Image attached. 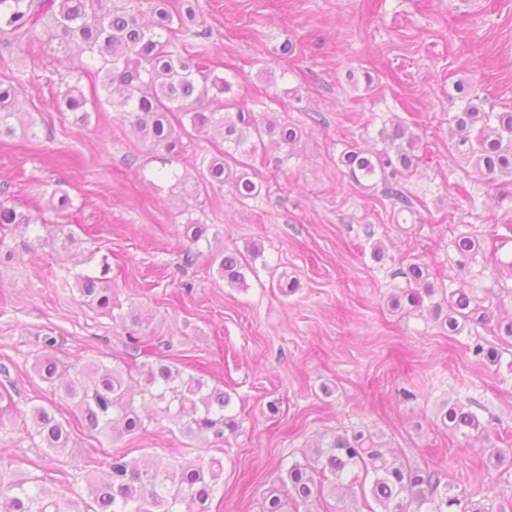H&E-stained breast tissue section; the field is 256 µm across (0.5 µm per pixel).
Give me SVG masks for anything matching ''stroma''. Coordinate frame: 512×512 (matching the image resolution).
Returning <instances> with one entry per match:
<instances>
[{
    "label": "stroma",
    "instance_id": "obj_1",
    "mask_svg": "<svg viewBox=\"0 0 512 512\" xmlns=\"http://www.w3.org/2000/svg\"><path fill=\"white\" fill-rule=\"evenodd\" d=\"M196 20L178 52L236 76L257 117L298 126L297 153L254 168L256 198L237 202L214 188L189 197L171 183L146 182L158 167L111 106L73 125L55 99L82 58L61 59L44 42L0 47V79L18 77L20 105L41 135L0 143V188L9 205L41 217L14 229L12 261L0 265V392L22 409L49 391L34 373L46 339L65 363L135 358L128 334L169 339L188 373L232 397L239 422L223 443L221 494L210 512H264L270 495L286 512H362V500L330 497L307 506L287 499L286 469L321 435L363 432L411 465L438 472L473 500L512 498V464L495 465L490 446L512 449V338L492 325L448 334L430 313L405 314L389 298L405 281L406 258L426 262L437 287L466 285L477 303L487 290L512 314V277L494 257H512V239L489 242L493 224H512V195L460 163L449 149L457 85L475 89L490 112L512 110V0H192ZM292 51L282 54L283 44ZM412 123L419 161L403 183L414 204L406 231L391 219L380 188L338 166L351 142L381 147L384 121ZM72 200L57 212L54 190ZM211 225L218 245L261 250L243 288L229 286L209 258L184 259L187 224ZM70 225L68 252L23 241ZM476 237L481 251L460 262L453 242ZM381 244L382 259L373 256ZM109 264L112 307L82 297L77 274ZM288 272L297 290H272ZM501 354L490 364L475 344ZM458 404L479 419L483 438L442 422ZM75 453L129 458L180 455L186 441L167 424L109 443L74 432ZM73 455H57L25 434L0 433V464L44 478L63 498L84 491Z\"/></svg>",
    "mask_w": 512,
    "mask_h": 512
}]
</instances>
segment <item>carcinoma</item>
<instances>
[{"instance_id": "obj_1", "label": "carcinoma", "mask_w": 512, "mask_h": 512, "mask_svg": "<svg viewBox=\"0 0 512 512\" xmlns=\"http://www.w3.org/2000/svg\"><path fill=\"white\" fill-rule=\"evenodd\" d=\"M153 3L151 19L145 22L132 11L112 5V0H0V44L20 47L44 40L55 45L65 59L75 53L88 55L89 60L72 73L59 107L73 115L75 124H86L89 99L79 83L82 73L97 69L105 100L161 163L155 176L174 182L189 197L199 185L189 184L187 176L166 166L172 165L183 136L219 130L224 152L203 159L204 184L226 187L238 201L258 196L259 186L246 171L248 161L266 155L270 145L282 149L279 162L287 161L295 155L300 129L275 117L258 120L247 104L238 101L236 78L211 68L203 70L194 59L175 51L178 32L196 17L190 0L172 8L167 0ZM459 94L463 105L450 120L451 151L492 180L511 177L512 112L485 111L480 97L464 87ZM19 130L38 137L29 113L19 107L17 82L0 79V139L13 137ZM379 136L386 149L369 153L351 144L339 162L357 183L381 179L397 222L413 207L398 177L411 169L422 141L401 123L382 128ZM35 223L30 214L0 203V253L4 258L13 257L7 249V231ZM209 231L207 224L187 225V260L201 256L199 243L212 247ZM454 245L465 261L475 258L480 249L478 240L464 233L455 238ZM259 255L253 246L245 254L217 248L210 257L225 283L244 288L248 257ZM109 271L105 263L98 276H76L80 294L104 309L112 308ZM400 274L406 287L390 299L396 309L415 313L426 308L452 335L470 322L494 320V300L479 305L462 285L426 305L438 289L424 262H410ZM495 327L499 335L512 338V319H499ZM129 340L132 349L144 357L134 375L122 366L92 363L78 368L45 353L35 362L34 372L50 386L52 398L26 411L10 403L0 406V431L22 429L47 450L68 452L71 423L58 413V398L72 404L85 430L111 442L145 429L139 409L148 407L155 408L192 443L222 442L226 434L237 431L236 417L229 413L232 397L224 388L186 373L165 354L170 343L137 336ZM442 420L465 437L482 431L477 416L460 405L445 407ZM312 455L313 461H296L287 469L288 492L302 504L334 497L342 489L370 497L382 512H489L462 496L448 495V489H440L437 472L388 454L362 432L325 436L315 443ZM76 469L83 474L92 499L84 512H209V503L221 490L223 464L215 457L191 452L164 461L152 456L131 460L118 450L99 461L83 457ZM0 512H64V507L40 478L3 468Z\"/></svg>"}]
</instances>
